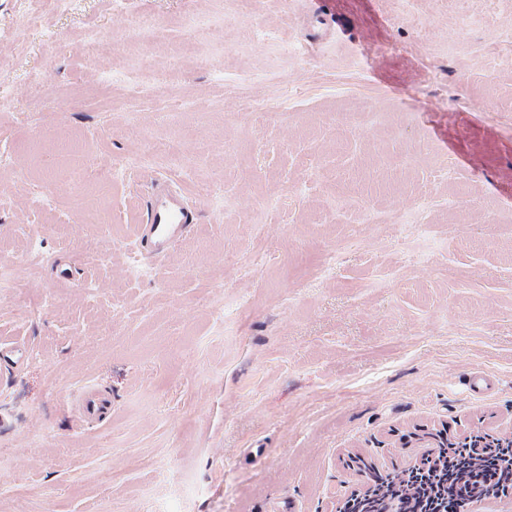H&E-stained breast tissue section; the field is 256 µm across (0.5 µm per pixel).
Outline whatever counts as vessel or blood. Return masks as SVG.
<instances>
[{
  "instance_id": "1",
  "label": "vessel or blood",
  "mask_w": 512,
  "mask_h": 512,
  "mask_svg": "<svg viewBox=\"0 0 512 512\" xmlns=\"http://www.w3.org/2000/svg\"><path fill=\"white\" fill-rule=\"evenodd\" d=\"M194 221L195 213L183 194L168 186L157 185L147 204L146 224L138 246L162 253Z\"/></svg>"
}]
</instances>
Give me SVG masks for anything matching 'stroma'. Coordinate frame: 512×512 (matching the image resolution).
<instances>
[{
	"mask_svg": "<svg viewBox=\"0 0 512 512\" xmlns=\"http://www.w3.org/2000/svg\"><path fill=\"white\" fill-rule=\"evenodd\" d=\"M41 3L0 0V512H338L356 458L512 436V0ZM158 182L196 222L157 257Z\"/></svg>",
	"mask_w": 512,
	"mask_h": 512,
	"instance_id": "stroma-1",
	"label": "stroma"
}]
</instances>
